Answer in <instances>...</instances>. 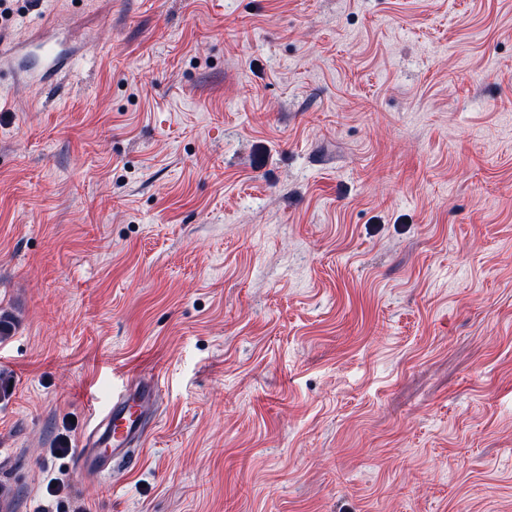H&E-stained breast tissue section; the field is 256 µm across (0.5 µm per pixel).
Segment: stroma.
Returning <instances> with one entry per match:
<instances>
[{"mask_svg":"<svg viewBox=\"0 0 512 512\" xmlns=\"http://www.w3.org/2000/svg\"><path fill=\"white\" fill-rule=\"evenodd\" d=\"M4 10L74 52L0 72L14 512H512V0ZM155 387L138 382L112 398V406L85 439L84 448L75 459L76 470L82 474L110 471L117 458H131L145 440L146 419Z\"/></svg>","mask_w":512,"mask_h":512,"instance_id":"obj_1","label":"stroma"}]
</instances>
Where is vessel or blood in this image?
<instances>
[{
	"label": "vessel or blood",
	"mask_w": 512,
	"mask_h": 512,
	"mask_svg": "<svg viewBox=\"0 0 512 512\" xmlns=\"http://www.w3.org/2000/svg\"><path fill=\"white\" fill-rule=\"evenodd\" d=\"M154 392L153 385L140 382L113 398L75 459L78 472L97 475L109 471L113 460L130 457L135 447L142 445Z\"/></svg>",
	"instance_id": "b4317fda"
}]
</instances>
